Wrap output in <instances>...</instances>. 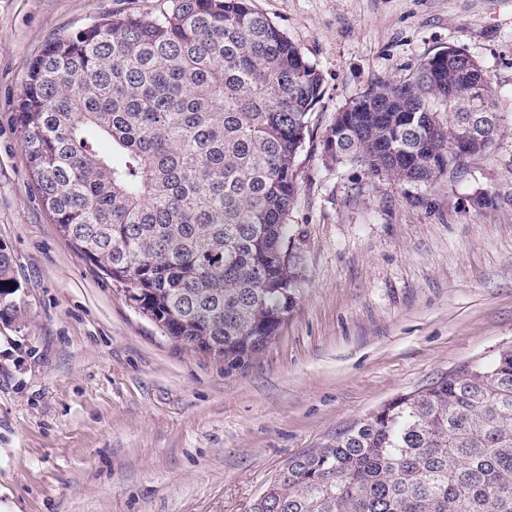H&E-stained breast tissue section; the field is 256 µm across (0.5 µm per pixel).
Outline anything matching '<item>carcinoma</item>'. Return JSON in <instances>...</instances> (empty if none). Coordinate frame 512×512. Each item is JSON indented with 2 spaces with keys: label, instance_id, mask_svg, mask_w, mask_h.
<instances>
[{
  "label": "carcinoma",
  "instance_id": "carcinoma-1",
  "mask_svg": "<svg viewBox=\"0 0 512 512\" xmlns=\"http://www.w3.org/2000/svg\"><path fill=\"white\" fill-rule=\"evenodd\" d=\"M48 41L17 122L60 231L168 339L230 364L297 304L288 215L324 75L250 0H165ZM496 112L477 59L448 46L336 112L326 162L438 183L491 154L461 113ZM18 285L0 248V320ZM512 345L401 394L296 456L248 512H512Z\"/></svg>",
  "mask_w": 512,
  "mask_h": 512
}]
</instances>
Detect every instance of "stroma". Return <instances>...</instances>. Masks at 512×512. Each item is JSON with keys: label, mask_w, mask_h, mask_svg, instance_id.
I'll return each instance as SVG.
<instances>
[{"label": "stroma", "mask_w": 512, "mask_h": 512, "mask_svg": "<svg viewBox=\"0 0 512 512\" xmlns=\"http://www.w3.org/2000/svg\"><path fill=\"white\" fill-rule=\"evenodd\" d=\"M162 0H0V512H246L288 460L512 342V0H253L325 76L289 235L294 311L241 363L170 341L62 236L16 121L44 44ZM475 57L502 132L427 187L326 165L338 108L438 49ZM496 197L477 208V190ZM6 250L0 248V320H16L20 314V307L14 304L13 296L19 287L12 275L11 258ZM9 281V284H5Z\"/></svg>", "instance_id": "stroma-1"}]
</instances>
